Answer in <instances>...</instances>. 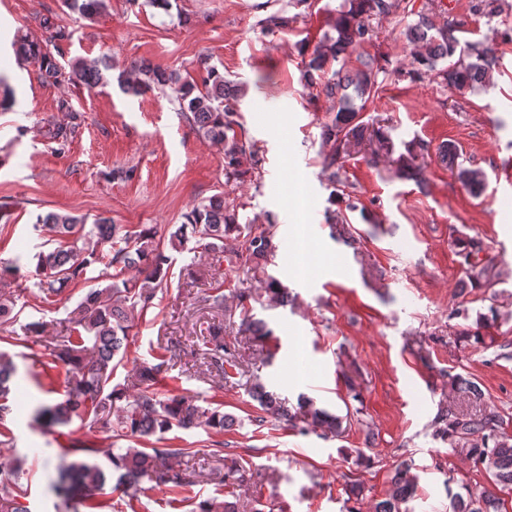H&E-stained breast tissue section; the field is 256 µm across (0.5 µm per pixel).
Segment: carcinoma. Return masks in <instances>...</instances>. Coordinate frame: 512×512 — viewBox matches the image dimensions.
I'll return each mask as SVG.
<instances>
[{
    "label": "carcinoma",
    "mask_w": 512,
    "mask_h": 512,
    "mask_svg": "<svg viewBox=\"0 0 512 512\" xmlns=\"http://www.w3.org/2000/svg\"><path fill=\"white\" fill-rule=\"evenodd\" d=\"M63 4L70 11L91 18L103 9L104 0H63ZM391 8V0H342L336 9L335 35L326 34L319 40L305 66L304 77L311 83L315 81L314 74H322L321 93L333 110L321 127V139L330 147L323 169L327 181L333 185L340 179L344 158L364 138L362 114L381 88L379 75L384 69L361 49L376 36L373 21L387 16ZM39 25L48 33L46 42L34 43L24 36L19 37L14 43L19 57L36 61L42 77L54 84L81 82L95 89L104 83V72L112 70L107 57L90 63L76 61L66 68L58 56L62 55L63 45L71 40L72 31L49 15L40 16ZM456 32L457 25L452 20L436 26L425 16H418L406 29L409 40L418 44L407 76L412 79L435 76L456 88L484 84L496 61L494 48L475 44L462 48ZM353 56L360 67L350 70L348 63ZM331 62L339 64V68L329 73L326 66ZM200 67L202 74L196 82L174 71L137 61L118 76V83L122 91L131 96H141L159 86L175 87L180 112L188 125L224 147L225 178L242 180L257 169L260 159L252 145L237 136V122L230 104L232 93L224 73L204 59L200 60ZM78 119L79 115L73 113L70 122L49 129L50 139L65 148L79 127ZM406 151L407 156L399 157L400 170L413 177L420 172V168L414 166V159L418 153L426 151V146L421 145L417 150L408 147ZM268 219L269 225L264 227L241 224L238 213L220 195L192 206L184 215V223L168 228L161 235L152 227L123 230L104 217L88 228L84 218L70 213L50 211L38 215L35 227H47L57 234L55 247L36 255L35 285L41 302L52 303L68 284L85 275L94 264L104 265L98 278L107 284L88 289L73 311L76 335L45 347L44 365L63 363L68 366V386L62 400L37 409L36 417L63 426L77 421L91 431L110 432L116 439L136 441L161 437L175 427L224 433L232 418L224 413L223 405L202 406L155 388L175 357L173 347L162 348L153 363L134 364V376L142 387L135 394L124 386L112 384V376L127 354L129 330L135 318L153 308L158 292L168 287L171 267L168 251L180 252L190 241L194 242L190 251L195 254L227 251L228 261L242 269L247 279L259 283L267 300L282 306L288 303V289L267 273L268 260L279 249L273 225L275 217L270 215ZM457 246L464 256V271L473 287L493 288L486 269L479 270L477 264L471 262L483 251L482 242L465 237L457 241ZM495 298L496 294H490L492 304L488 313L477 319L476 329L466 328L461 336L475 343L484 341L481 329L498 316L493 304ZM252 299L248 288H239L228 296L219 283L205 302L216 311L238 315L241 330L262 341L272 335V330L251 314ZM203 345L206 371L215 368L230 378L232 372L240 369L238 348L225 339L221 330H211L210 335L203 337ZM15 372L10 353L0 350V428L5 431L11 414L9 381ZM249 395L258 403L260 411L273 419L290 423L296 418L288 409L287 400L268 391L258 379L250 383ZM298 405L306 412L311 429H320L325 436L342 434V418L316 407L314 400L304 395L298 397ZM436 424L437 435L448 442L449 447L491 473L499 490H512V436L504 431L500 415L495 412L476 414L450 407L438 415ZM97 453L98 449L87 442L66 450L57 466L56 479L52 481V488L63 503L78 497L87 512H101L105 505L99 495L115 472L118 473L115 488L126 494L137 491L140 479L146 476L158 485L190 483L189 478L172 471V462L191 454L189 448L131 446L120 453H109L106 465L93 459ZM212 455L224 461V486L229 495H234L247 482L246 470L238 460H226L222 441L213 443ZM409 472L404 463L396 467L388 497L376 504L375 512H402L401 505L415 492V481ZM18 479L17 467L0 465V500L11 512H26L24 505L13 496ZM500 506L498 494L484 489L459 502L455 512H501ZM192 512H235V505L208 499L197 503Z\"/></svg>",
    "instance_id": "carcinoma-1"
}]
</instances>
